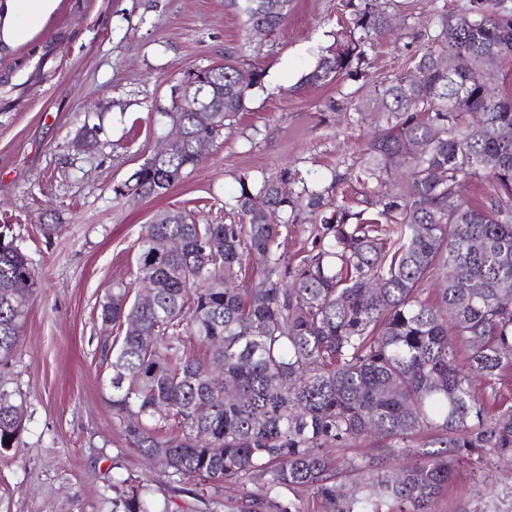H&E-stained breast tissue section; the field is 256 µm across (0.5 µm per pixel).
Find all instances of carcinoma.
<instances>
[{
	"label": "carcinoma",
	"mask_w": 512,
	"mask_h": 512,
	"mask_svg": "<svg viewBox=\"0 0 512 512\" xmlns=\"http://www.w3.org/2000/svg\"><path fill=\"white\" fill-rule=\"evenodd\" d=\"M293 0H230L249 31L288 20ZM398 0H345L346 30L305 85L362 71L367 49L393 31ZM424 50L351 110L385 124L368 144L356 180L369 187L355 211L334 198L351 174L318 190L283 168L239 178L224 201L230 223L197 224L157 212L138 239L137 279L150 304L122 282L100 304L116 328L101 349L108 404L128 443L162 458L175 481L246 489L253 512H301L275 497L307 491L324 512H427L462 462L488 475L512 466V404L497 399L512 369V7L469 0L436 6ZM236 53L198 69L191 94L209 112H164L182 137L113 188L117 196L165 195L201 162L210 143L246 111L264 70L240 69ZM487 187L474 206L463 185ZM307 215L313 247L296 266L278 252L281 229ZM182 242L159 255L155 242ZM238 283L226 288L224 283ZM32 262L0 225V367L21 336L34 293ZM436 292L430 300V291ZM204 349L200 357L188 345ZM224 364L213 380L208 367ZM25 397L0 372V453L17 449ZM382 440V461L333 465L325 448L360 436ZM9 443H4V440ZM114 512H154L132 484Z\"/></svg>",
	"instance_id": "obj_1"
}]
</instances>
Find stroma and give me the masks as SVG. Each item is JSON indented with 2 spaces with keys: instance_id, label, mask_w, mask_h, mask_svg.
Returning a JSON list of instances; mask_svg holds the SVG:
<instances>
[{
  "instance_id": "stroma-1",
  "label": "stroma",
  "mask_w": 512,
  "mask_h": 512,
  "mask_svg": "<svg viewBox=\"0 0 512 512\" xmlns=\"http://www.w3.org/2000/svg\"><path fill=\"white\" fill-rule=\"evenodd\" d=\"M466 3L414 0V19H396L370 49L365 77L322 86L301 78L344 26L343 0H293L272 33L245 32L228 0H56L28 41L0 54V224L11 225L36 280L8 368L27 418L18 449L0 453V512H112L133 483L168 512H242L241 488L173 481L130 447L107 402L99 303L113 282L137 288L138 238L157 210L220 224L241 175L288 166L326 185L332 172L356 171L375 128L351 112V92L407 66L432 7ZM228 50L266 71L246 111L164 196H116L169 132L162 112L184 73ZM86 124L100 127L90 153L76 147ZM46 224L59 227L49 239ZM490 505L512 512V474L492 488L464 465L429 512Z\"/></svg>"
}]
</instances>
